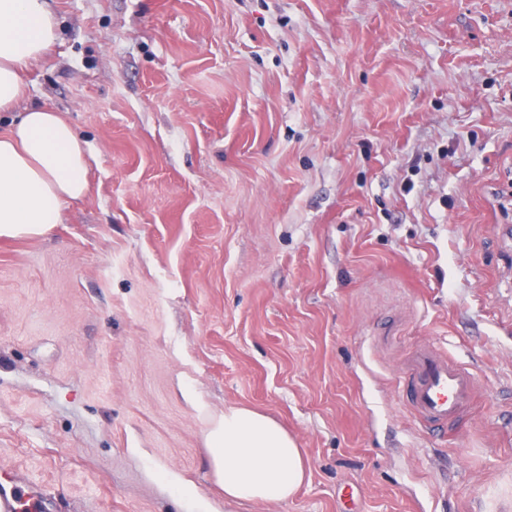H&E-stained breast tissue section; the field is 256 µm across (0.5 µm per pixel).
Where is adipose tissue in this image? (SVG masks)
<instances>
[{
	"mask_svg": "<svg viewBox=\"0 0 512 512\" xmlns=\"http://www.w3.org/2000/svg\"><path fill=\"white\" fill-rule=\"evenodd\" d=\"M57 38L58 21L46 0H0V112L17 114L0 131V240L46 235L59 223L63 203L88 189V142L51 107H20L24 71ZM199 412L225 501L285 500L301 487V451L271 417L247 407Z\"/></svg>",
	"mask_w": 512,
	"mask_h": 512,
	"instance_id": "adipose-tissue-1",
	"label": "adipose tissue"
}]
</instances>
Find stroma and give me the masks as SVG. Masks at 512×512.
Listing matches in <instances>:
<instances>
[{"instance_id": "1", "label": "stroma", "mask_w": 512, "mask_h": 512, "mask_svg": "<svg viewBox=\"0 0 512 512\" xmlns=\"http://www.w3.org/2000/svg\"><path fill=\"white\" fill-rule=\"evenodd\" d=\"M89 191L0 241V474L52 512H512V0H48ZM469 367L446 434L399 369ZM309 477L228 505L203 416Z\"/></svg>"}]
</instances>
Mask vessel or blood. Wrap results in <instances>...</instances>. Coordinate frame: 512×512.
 Returning a JSON list of instances; mask_svg holds the SVG:
<instances>
[{
    "mask_svg": "<svg viewBox=\"0 0 512 512\" xmlns=\"http://www.w3.org/2000/svg\"><path fill=\"white\" fill-rule=\"evenodd\" d=\"M403 376L410 390V408L416 418L435 428L455 422L470 404L472 373L434 346H420L405 362ZM0 512H48L45 496L13 484L0 485Z\"/></svg>",
    "mask_w": 512,
    "mask_h": 512,
    "instance_id": "1",
    "label": "vessel or blood"
}]
</instances>
